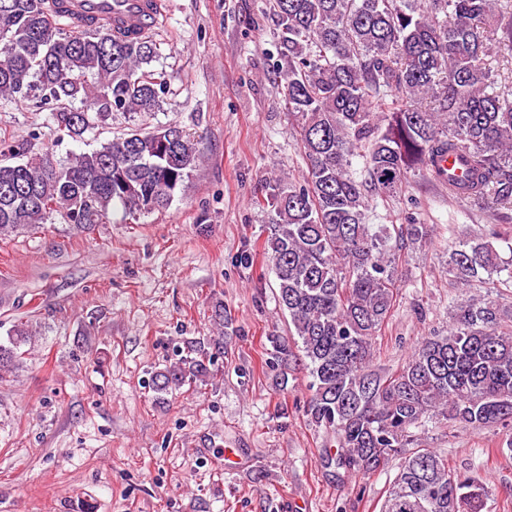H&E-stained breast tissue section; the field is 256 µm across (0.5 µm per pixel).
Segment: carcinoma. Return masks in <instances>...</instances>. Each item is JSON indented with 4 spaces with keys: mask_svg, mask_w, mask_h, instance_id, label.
<instances>
[{
    "mask_svg": "<svg viewBox=\"0 0 512 512\" xmlns=\"http://www.w3.org/2000/svg\"><path fill=\"white\" fill-rule=\"evenodd\" d=\"M275 26L289 114L307 159L302 178L266 182L263 251L294 333L268 336L271 366L299 363L311 378L305 413L336 433L325 462L354 475L404 461L380 512H486L489 491L431 448H407L432 421L483 428L512 419V305L470 298L453 306L448 334L426 336L394 372L372 367L377 333L398 278L391 231L367 223L368 192L390 197L411 173L512 224V0H263ZM58 0H0V97L54 106L71 138L114 115L151 112L169 75L145 36L59 22ZM80 100L86 108H72ZM364 159L363 178L351 172ZM202 153L176 126H131L65 160L54 145L30 153L0 140V236L58 212L77 229L171 204ZM470 286L504 271L475 238L449 253ZM32 332L0 343V380L22 364ZM220 340L188 347L156 371L161 399L204 382Z\"/></svg>",
    "mask_w": 512,
    "mask_h": 512,
    "instance_id": "carcinoma-1",
    "label": "carcinoma"
}]
</instances>
